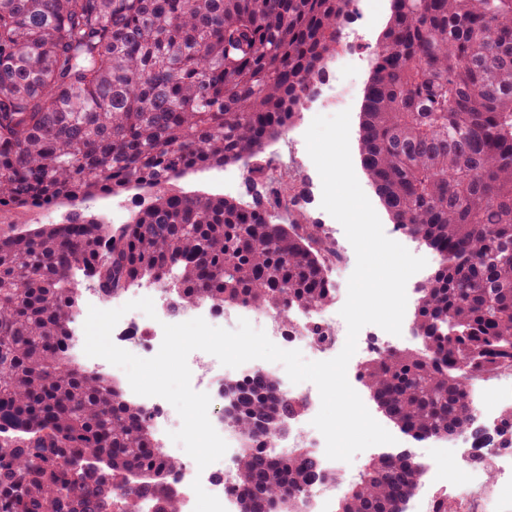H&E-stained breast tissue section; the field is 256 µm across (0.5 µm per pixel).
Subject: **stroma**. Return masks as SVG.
<instances>
[{
    "label": "stroma",
    "instance_id": "1",
    "mask_svg": "<svg viewBox=\"0 0 512 512\" xmlns=\"http://www.w3.org/2000/svg\"><path fill=\"white\" fill-rule=\"evenodd\" d=\"M391 16L390 0H355L354 12L346 23L337 49L343 62L329 69L304 101L292 125L282 137L267 145L264 156L287 173L304 198V214L319 230L333 234L337 240L338 264L328 270L330 279L348 281L356 265L355 251L341 224L321 207L322 185L311 160L304 135L313 118L333 115L337 108L350 112V154L357 180L369 198L382 224H390L385 210L361 160L360 129L366 91L373 71L374 52ZM244 162L228 163L221 168L191 172L172 181L174 191L187 194H213L242 200L246 197Z\"/></svg>",
    "mask_w": 512,
    "mask_h": 512
}]
</instances>
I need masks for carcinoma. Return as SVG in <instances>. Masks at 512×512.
Instances as JSON below:
<instances>
[{"label": "carcinoma", "instance_id": "obj_1", "mask_svg": "<svg viewBox=\"0 0 512 512\" xmlns=\"http://www.w3.org/2000/svg\"><path fill=\"white\" fill-rule=\"evenodd\" d=\"M355 0H0V208L75 206L0 239V512H181L180 462L112 379L76 367L70 271L114 296L177 276L174 309L250 306L284 320L332 303L329 248L261 158L325 75ZM363 112L362 162L397 228L440 260L419 288L422 347L360 378L414 439L485 431L469 374L512 364V0H392ZM247 163L243 204L166 190ZM130 187L150 205L114 227L76 208ZM298 213L283 224L281 213ZM249 438L239 512H295L318 475L268 439L295 412L276 381L226 384ZM512 448V411L496 430ZM422 467L371 460L338 512H401Z\"/></svg>", "mask_w": 512, "mask_h": 512}]
</instances>
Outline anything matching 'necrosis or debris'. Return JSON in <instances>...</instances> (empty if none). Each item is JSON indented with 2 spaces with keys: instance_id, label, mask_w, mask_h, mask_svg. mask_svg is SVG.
Here are the masks:
<instances>
[{
  "instance_id": "1",
  "label": "necrosis or debris",
  "mask_w": 512,
  "mask_h": 512,
  "mask_svg": "<svg viewBox=\"0 0 512 512\" xmlns=\"http://www.w3.org/2000/svg\"><path fill=\"white\" fill-rule=\"evenodd\" d=\"M155 318H148L142 311L127 312L112 332L113 342L141 358H150L157 354L163 340V324H176L191 320V313L170 311L158 305ZM247 319L254 328L263 330L269 339L286 350H298L310 360L325 361L332 359L336 343L347 324L336 312L322 310L313 315L310 323L293 322L283 325L279 317L262 314L247 307L210 310L208 324L223 323L236 328L239 319ZM193 388L208 393L211 400L224 396V382L228 379L245 380L257 374L278 379L283 397L300 400L301 412L288 422V437L292 447L314 449L322 459V470L314 481L305 499V512H329L331 497L339 487V477L343 469L338 461L325 456V439L312 424L321 401L317 389L298 383H292L285 368L277 362L264 360L251 361L249 368H229L204 351L196 350L188 357ZM482 386L478 409L488 419L487 433H495L496 420L506 405H512V367L500 370L492 375H480L476 378ZM438 453L422 458L424 472L431 480L444 482L451 486L478 488L483 484L482 466L473 462L474 457L483 456L493 459L502 480L484 502V512H499L503 499L512 493V454L496 448L493 442L476 443L468 435L458 434L448 438L432 437L428 440ZM455 459V467H446V459ZM181 468L176 473L174 487L183 501L184 512H194L196 495L193 481H201L203 488L216 496L226 512H237L240 490L234 480V460L223 456L205 469H198L188 454H181Z\"/></svg>"
}]
</instances>
